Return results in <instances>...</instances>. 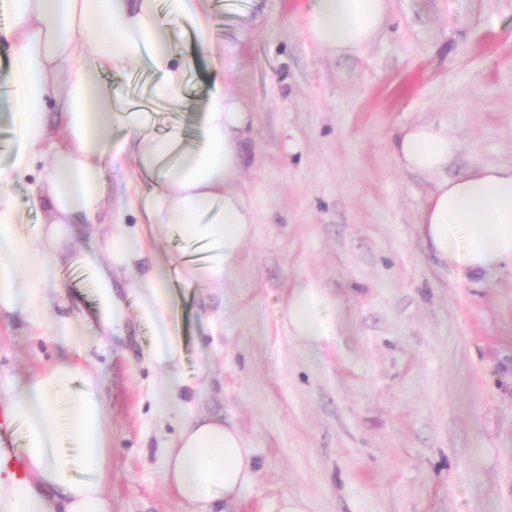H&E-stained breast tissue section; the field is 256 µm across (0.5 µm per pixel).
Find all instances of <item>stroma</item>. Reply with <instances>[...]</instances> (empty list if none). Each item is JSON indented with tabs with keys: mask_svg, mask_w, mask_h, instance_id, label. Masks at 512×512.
<instances>
[{
	"mask_svg": "<svg viewBox=\"0 0 512 512\" xmlns=\"http://www.w3.org/2000/svg\"><path fill=\"white\" fill-rule=\"evenodd\" d=\"M207 29L169 22L187 65L176 104L150 71L100 74L112 101L156 114V133L193 128L214 78L251 114L238 189L255 232L230 292L182 276L179 239L143 221L155 185L106 170L99 224L75 236L109 263L115 232H140L142 254L113 276L124 288L159 262L184 340L179 402L153 403L166 368L147 357L155 328L125 300L121 335L99 329L100 303L58 270L37 317L0 315V382L75 359L100 380L112 429V512H189L164 483L162 450L188 417H220L256 462L244 499L224 512H512V274L460 280L421 245L416 219L434 183L402 168L390 141L431 123L459 149L448 167L512 163V0H392L362 52L332 57L308 39L312 0H210ZM51 163L38 154L11 198L28 235L48 223L33 204ZM313 279L348 323L311 361L288 334L291 288ZM73 322L78 345L54 334Z\"/></svg>",
	"mask_w": 512,
	"mask_h": 512,
	"instance_id": "obj_1",
	"label": "stroma"
}]
</instances>
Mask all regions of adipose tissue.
<instances>
[{
	"mask_svg": "<svg viewBox=\"0 0 512 512\" xmlns=\"http://www.w3.org/2000/svg\"><path fill=\"white\" fill-rule=\"evenodd\" d=\"M162 7L173 19L192 20L205 31L206 0H10L13 23L0 35L15 47L6 81L19 106V144L0 163V314L31 317L45 308V289L55 279L49 256L64 254L69 238L64 222L98 223L102 171L109 163L132 165L159 181L161 191L142 201L148 222L166 225L189 245L206 250L200 261L182 256L186 279L214 289L226 288L232 279L256 223L254 209L235 187L250 123L244 105L223 84H214L189 138L176 130L153 135L143 112L94 108L99 96L94 76L107 69L150 68L158 98L183 97L185 67L170 52L158 20ZM390 7L391 0H313L307 32L327 55L356 52L377 38ZM101 14L107 26L99 25ZM51 100L61 105L66 143L52 147L39 199L52 215L51 224L47 232L26 239L10 190L48 146L44 107ZM115 126L125 130V138L103 152L102 138ZM391 149L404 168L434 181L417 221L425 251L464 280L512 272V164H477L447 177L458 144L432 124L403 129ZM141 250L139 235L117 233L111 264L87 252L81 256L93 273L105 332H119L124 317L112 274L130 268ZM167 275L159 268L128 285L143 317L162 332L150 351L160 365L182 353ZM286 318L290 335L314 359L323 342L346 327L337 299L313 280L292 288ZM0 408L20 430L16 451L28 469L21 483L0 478V512H112V432L94 375L72 361H58L0 384ZM162 459L165 484L192 512H214L218 501L240 498L256 478L243 434L219 419L189 421Z\"/></svg>",
	"mask_w": 512,
	"mask_h": 512,
	"instance_id": "obj_1",
	"label": "adipose tissue"
}]
</instances>
